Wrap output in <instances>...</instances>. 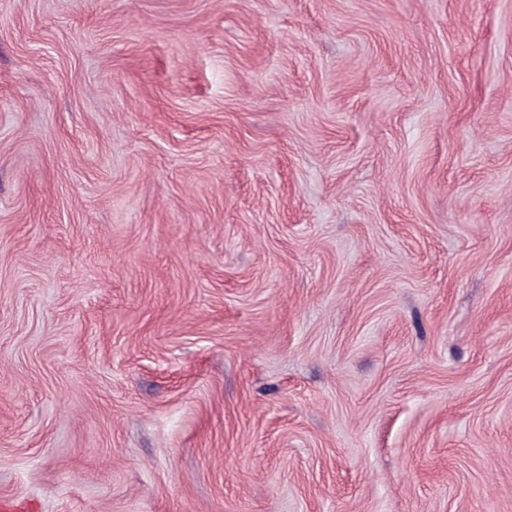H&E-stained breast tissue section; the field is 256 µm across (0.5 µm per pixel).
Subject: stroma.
<instances>
[{
    "label": "stroma",
    "instance_id": "1",
    "mask_svg": "<svg viewBox=\"0 0 512 512\" xmlns=\"http://www.w3.org/2000/svg\"><path fill=\"white\" fill-rule=\"evenodd\" d=\"M512 512V0H0V502Z\"/></svg>",
    "mask_w": 512,
    "mask_h": 512
}]
</instances>
